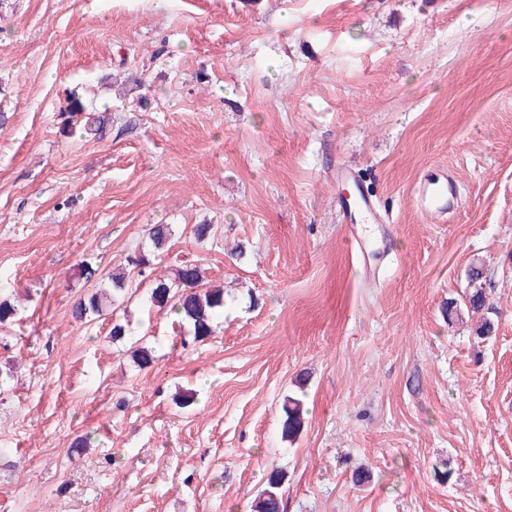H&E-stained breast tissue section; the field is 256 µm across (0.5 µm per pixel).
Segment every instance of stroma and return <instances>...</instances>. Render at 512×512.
Here are the masks:
<instances>
[{"label": "stroma", "mask_w": 512, "mask_h": 512, "mask_svg": "<svg viewBox=\"0 0 512 512\" xmlns=\"http://www.w3.org/2000/svg\"><path fill=\"white\" fill-rule=\"evenodd\" d=\"M0 83V512H252L274 470L284 512H512V0H0ZM435 164L445 224L411 197ZM340 165L386 239L339 220ZM151 224L158 273L226 305L186 347L138 291L141 370L71 309ZM475 263L485 305L447 319ZM282 411V438H292L301 432L304 425L303 403L298 398L289 396L285 399V402L282 406Z\"/></svg>", "instance_id": "1"}]
</instances>
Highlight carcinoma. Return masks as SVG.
<instances>
[{"mask_svg":"<svg viewBox=\"0 0 512 512\" xmlns=\"http://www.w3.org/2000/svg\"><path fill=\"white\" fill-rule=\"evenodd\" d=\"M83 132L87 137L100 139L104 135V118L90 112L86 117ZM175 236L171 224H153L147 229V237L152 250L146 252L135 249L128 255V265L143 274L153 265L152 257L164 251ZM133 295L126 274L112 273L108 282L94 289L87 297L79 300L72 309L73 317L90 322L106 313L115 312ZM465 306L478 310L484 303L483 272L473 267L468 273ZM224 287L210 286L205 282V275L197 264H184L177 267L170 276L153 279L147 291L148 310L169 309L177 318V325L182 330L183 342L201 343L214 334V321L224 313ZM133 363L145 369L155 361V350L147 346H138L131 351ZM283 420L281 435L288 439L301 432L304 425V407L301 400L287 397L282 406ZM282 476L273 471L269 474L266 486L257 494L253 512H283Z\"/></svg>","mask_w":512,"mask_h":512,"instance_id":"obj_1","label":"carcinoma"}]
</instances>
